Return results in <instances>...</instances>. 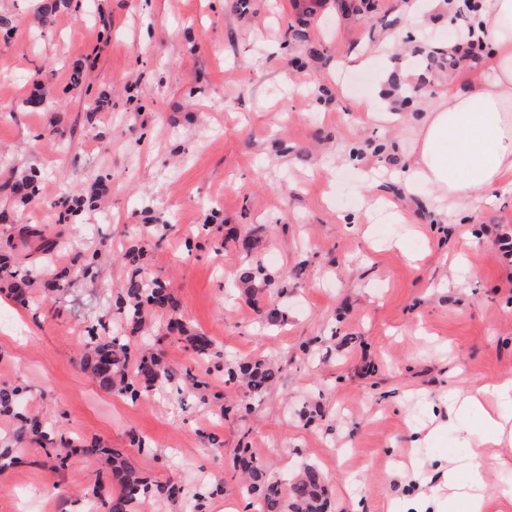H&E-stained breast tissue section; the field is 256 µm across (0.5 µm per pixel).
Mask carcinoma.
Instances as JSON below:
<instances>
[{
    "mask_svg": "<svg viewBox=\"0 0 512 512\" xmlns=\"http://www.w3.org/2000/svg\"><path fill=\"white\" fill-rule=\"evenodd\" d=\"M72 86L84 98L96 104L101 102V98L93 97V88L83 80L79 67L72 74ZM41 182V172L31 168L11 184L10 190L21 201L29 202L38 194ZM128 257L135 264V269L122 286V293L112 303V307L136 329L142 327L146 308L163 311L169 314L168 332L185 335L186 325L170 289L138 266V250L131 249ZM243 279L247 285V293L256 300L272 286L271 278L258 266L244 272ZM87 346L84 369L98 379L104 388L117 390L132 402L137 401L142 392L167 385L177 376L187 380L193 388L205 390L208 387L207 382L200 376L189 370L179 374L154 355L142 356L134 373L128 374V344L123 336L116 334L106 339L92 329ZM189 348L197 358L205 362L212 361L215 369L223 370L224 381L241 382L254 396L262 395L279 378L280 370L265 359H226L222 365L215 362L219 353L214 351L210 337L204 334L189 337ZM21 405L22 390L0 387V413L6 410L20 421L17 439L33 434L46 444H53L51 432L41 422L29 419L22 412ZM237 462L244 463L240 467L246 475L242 492L258 500L262 512H327L325 478L315 466L306 465L290 478L282 480L268 472L253 457L241 455L237 457ZM112 486L115 491L105 498L96 484L92 486L89 494L91 501L98 506H105L107 512H135V504L141 498L155 493L169 499H184L191 512H205V499L224 492V485L218 483L188 495L175 482L153 484L133 470L115 465L112 466Z\"/></svg>",
    "mask_w": 512,
    "mask_h": 512,
    "instance_id": "obj_1",
    "label": "carcinoma"
}]
</instances>
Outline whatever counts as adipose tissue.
I'll return each instance as SVG.
<instances>
[{"label": "adipose tissue", "instance_id": "adipose-tissue-1", "mask_svg": "<svg viewBox=\"0 0 512 512\" xmlns=\"http://www.w3.org/2000/svg\"><path fill=\"white\" fill-rule=\"evenodd\" d=\"M488 53L473 87L443 92L413 119L409 192H434L438 214L467 210L475 192L512 189V0H479L472 29Z\"/></svg>", "mask_w": 512, "mask_h": 512}]
</instances>
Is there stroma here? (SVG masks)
I'll use <instances>...</instances> for the list:
<instances>
[{
    "mask_svg": "<svg viewBox=\"0 0 512 512\" xmlns=\"http://www.w3.org/2000/svg\"><path fill=\"white\" fill-rule=\"evenodd\" d=\"M408 2L0 0L11 22L0 32V250L22 278L41 240L61 233L54 264L71 270L50 294L35 281L24 306L0 292V387L22 388L29 416L63 439L119 449L154 482H223L206 512H254L237 452L280 477L318 466L329 512H414L419 501L425 512H470L440 486L453 458L465 462L456 484H470L484 417L450 411L448 397L512 378V263L489 232L512 225V191L479 194L444 224L429 188L407 198L387 181L367 193L360 171L409 161L408 119L437 101L441 74L472 84L469 68L422 56ZM392 34L401 46L387 62L413 92L400 103L406 121L387 126L355 110L379 78L356 56ZM77 64L108 105L72 89ZM34 94L50 109L25 107ZM32 167L40 194L21 208L3 184ZM101 175L97 210L59 224L62 200L89 194ZM211 209L221 220L208 226ZM245 228L260 239L248 256L232 240ZM134 245L145 270L170 282L191 332L227 356L277 359L280 381L252 396L165 337V313L138 331L114 314ZM93 252L87 275L75 259ZM255 264L288 279L287 295L265 296L285 313L279 326H264L236 289ZM99 324L135 347L159 337L163 361L207 378L206 395L176 404L157 388L133 403L104 390L80 368ZM500 451L509 464L485 475L487 512H512V447ZM98 473L79 454L54 472L41 445L27 444L0 469V512H82Z\"/></svg>",
    "mask_w": 512,
    "mask_h": 512,
    "instance_id": "obj_1",
    "label": "stroma"
}]
</instances>
